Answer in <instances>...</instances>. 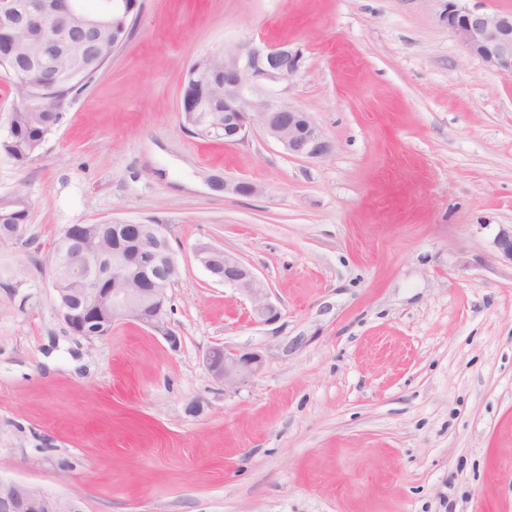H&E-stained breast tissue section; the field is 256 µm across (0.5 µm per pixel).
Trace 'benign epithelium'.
I'll return each mask as SVG.
<instances>
[{
    "label": "benign epithelium",
    "instance_id": "benign-epithelium-1",
    "mask_svg": "<svg viewBox=\"0 0 512 512\" xmlns=\"http://www.w3.org/2000/svg\"><path fill=\"white\" fill-rule=\"evenodd\" d=\"M439 21L475 57L505 77L512 76V12L481 11L465 0H438ZM66 6L71 24L57 26L55 16ZM139 6L134 0H100L94 13L80 0H0V56L18 55L39 66L43 57L67 48L81 56L88 48L89 31L105 28L115 16L136 22ZM304 70L301 50L283 44H254L224 51V123L204 117L193 134L237 144L253 129H261L290 156L318 159L332 145L311 113L293 106L289 88ZM199 97L183 99L179 110L199 106L211 94L212 79L205 70L191 73ZM215 187L226 194L253 196L261 188L246 180H218ZM112 235L117 243L106 254L89 246L92 233ZM167 224H71L63 231V247L50 264L49 282L66 326L87 339L123 321H136L160 334L175 349L179 337L168 328L165 306L168 290L181 276L176 253L170 246ZM195 260L218 283L235 290L251 306L252 320L271 324L280 308L271 300L264 280L235 253L207 246L194 249ZM66 276L72 288L56 287ZM204 363L209 374L229 390H236L265 367L263 353L216 344ZM0 512H83L81 501L0 479Z\"/></svg>",
    "mask_w": 512,
    "mask_h": 512
}]
</instances>
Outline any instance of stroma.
Returning <instances> with one entry per match:
<instances>
[{"mask_svg": "<svg viewBox=\"0 0 512 512\" xmlns=\"http://www.w3.org/2000/svg\"><path fill=\"white\" fill-rule=\"evenodd\" d=\"M141 3L43 154L0 155V193L34 204L0 242V477L84 512H512V264L493 245L512 226V77L438 0ZM249 42L302 48L288 96L328 156L184 129L186 66ZM102 220L170 225L177 349L58 317L54 242ZM201 242L251 265L280 319L253 323ZM217 342L264 370L225 389L203 363Z\"/></svg>", "mask_w": 512, "mask_h": 512, "instance_id": "1", "label": "stroma"}]
</instances>
